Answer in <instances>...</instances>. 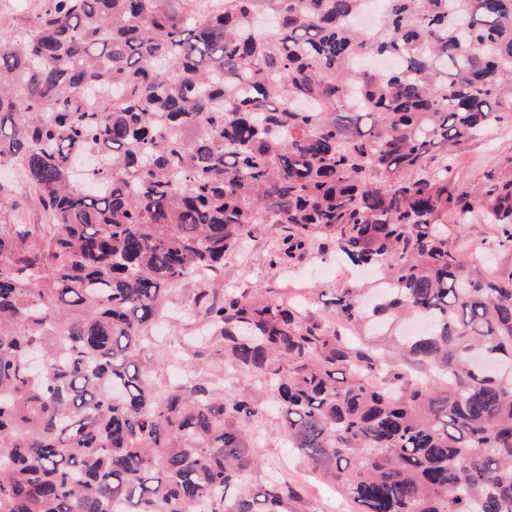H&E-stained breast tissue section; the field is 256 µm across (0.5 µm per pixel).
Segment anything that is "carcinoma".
<instances>
[{"label": "carcinoma", "mask_w": 512, "mask_h": 512, "mask_svg": "<svg viewBox=\"0 0 512 512\" xmlns=\"http://www.w3.org/2000/svg\"><path fill=\"white\" fill-rule=\"evenodd\" d=\"M49 0L0 40V168L51 221L0 234V512H285L252 491L264 407L157 388L143 352L167 287L207 278L257 224L271 263L313 242L381 273L337 314L392 337L421 379L224 291L204 325L273 395L288 447L357 512H512V276L464 262L448 214L479 203L512 245V171L448 178L512 118V0Z\"/></svg>", "instance_id": "1"}]
</instances>
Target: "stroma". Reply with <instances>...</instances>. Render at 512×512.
Returning <instances> with one entry per match:
<instances>
[{
	"label": "stroma",
	"mask_w": 512,
	"mask_h": 512,
	"mask_svg": "<svg viewBox=\"0 0 512 512\" xmlns=\"http://www.w3.org/2000/svg\"><path fill=\"white\" fill-rule=\"evenodd\" d=\"M509 166H512V120L507 118L488 136L476 138L457 150L453 174L456 178L477 182L487 169ZM0 185L8 190L7 196L0 200V231L9 232L14 224H28L33 231H41L49 217L23 175L11 169L1 170ZM273 237L269 225L257 226L239 250L225 255L221 281L228 288L259 290L268 298L300 295L304 319L330 325L333 317L329 308L346 277L344 260L335 252L322 254L314 249L292 268L274 266L270 263ZM448 238L463 260L478 256L484 260L490 274L497 277L512 274V248L499 246L494 230L483 223L479 213L471 214L465 228L449 226ZM204 290V284L196 279L168 290L165 297L168 319L157 332L152 347L145 352L155 369L156 383L163 389L173 385L216 384L250 391L266 409L265 436L256 450L259 464L249 475L253 487H261L278 470L284 469L294 490L293 498L288 501V512H352L351 503L341 489L324 480L279 436L272 397L250 376L228 368L222 343L214 341L206 346L199 343L200 324L192 320L189 313L195 310L196 301ZM170 345L181 350V362H165L164 352Z\"/></svg>",
	"instance_id": "35a3bbf8"
}]
</instances>
